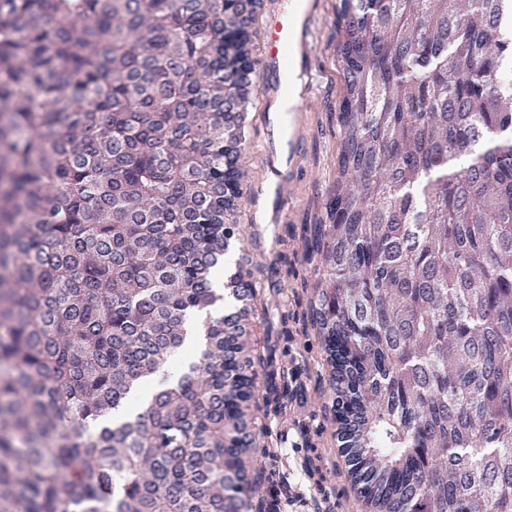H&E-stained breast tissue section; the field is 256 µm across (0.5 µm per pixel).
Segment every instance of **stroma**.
I'll list each match as a JSON object with an SVG mask.
<instances>
[{"label":"stroma","instance_id":"stroma-1","mask_svg":"<svg viewBox=\"0 0 512 512\" xmlns=\"http://www.w3.org/2000/svg\"><path fill=\"white\" fill-rule=\"evenodd\" d=\"M311 8V31L316 52L307 69L298 70L304 85L298 96L299 145L293 173L281 186V198L266 192L269 148H281L288 137L269 131L265 107L287 97L290 81L282 70L256 69L251 77L247 144L243 155L245 178L238 220L245 226L246 247L256 299L249 321L250 339L258 354L286 350L294 361L303 388L292 399L287 416L267 426L282 456V468L271 490L279 512H310L311 497L325 489L338 503L337 512H376L362 486L350 473L347 455L336 437L334 386L325 341L312 325L308 305L319 291V257L309 255L304 226L326 221L328 193L336 182L343 98L336 63L340 39L337 10L340 0H306ZM295 0H261L250 30L254 59H262L267 28L277 18L292 15ZM303 501L289 505V498Z\"/></svg>","mask_w":512,"mask_h":512}]
</instances>
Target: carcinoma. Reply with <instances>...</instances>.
Here are the masks:
<instances>
[{"label": "carcinoma", "mask_w": 512, "mask_h": 512, "mask_svg": "<svg viewBox=\"0 0 512 512\" xmlns=\"http://www.w3.org/2000/svg\"><path fill=\"white\" fill-rule=\"evenodd\" d=\"M260 0H0V512H229ZM316 324L380 512H512V0H340ZM174 385L128 411L190 335ZM267 413H288V381Z\"/></svg>", "instance_id": "carcinoma-1"}]
</instances>
